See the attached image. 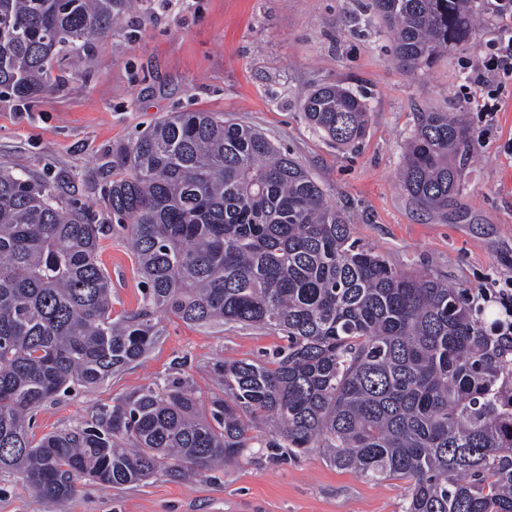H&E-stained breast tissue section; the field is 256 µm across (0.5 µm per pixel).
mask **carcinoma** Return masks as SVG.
I'll return each instance as SVG.
<instances>
[{"mask_svg": "<svg viewBox=\"0 0 512 512\" xmlns=\"http://www.w3.org/2000/svg\"><path fill=\"white\" fill-rule=\"evenodd\" d=\"M132 2L0 0V96L42 91L55 57L110 35ZM372 7L413 72L467 43L489 0ZM304 112L339 147L369 121L337 84L311 91ZM467 139L460 114L419 113L401 182L422 209L443 212L459 194ZM117 155L104 205L129 228L145 288L116 321L96 217L0 171V472L59 512L85 475L116 488L158 472L181 480L243 455L266 422L267 448H319L339 470L407 482L403 512H512V343L488 334L461 292L352 240L307 168L247 125L173 112ZM158 312L268 328L288 345L225 362L208 416L190 378H166L85 427L34 439L44 403L150 353Z\"/></svg>", "mask_w": 512, "mask_h": 512, "instance_id": "obj_1", "label": "carcinoma"}]
</instances>
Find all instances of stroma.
Listing matches in <instances>:
<instances>
[{"instance_id": "1", "label": "stroma", "mask_w": 512, "mask_h": 512, "mask_svg": "<svg viewBox=\"0 0 512 512\" xmlns=\"http://www.w3.org/2000/svg\"><path fill=\"white\" fill-rule=\"evenodd\" d=\"M495 19L465 46L409 75L393 61L394 40L371 0H139L111 36L66 51L52 81L20 102L0 98V169L47 184L94 214L116 170L114 151L167 113L216 112L262 132L304 165L329 205L346 213L351 236L396 269L463 290L483 326L501 307L487 288L512 290V81L498 111H477L481 60ZM339 84L367 105L365 136L339 148L303 115L306 95ZM466 115L470 155L462 186L443 214L420 209L402 189V144L418 113ZM123 229L108 217L99 261L112 285V317L142 303L143 279ZM164 334L141 364L95 388L81 386L34 412L35 437L91 421L97 408L166 377L192 376L203 401L223 396L218 369L268 359L285 347L276 331L243 325L192 326L162 319ZM252 429L237 461L193 480L157 474L116 489L88 478L63 512H402L408 485L329 466L319 449L277 457ZM0 512H46L18 474L0 473Z\"/></svg>"}]
</instances>
